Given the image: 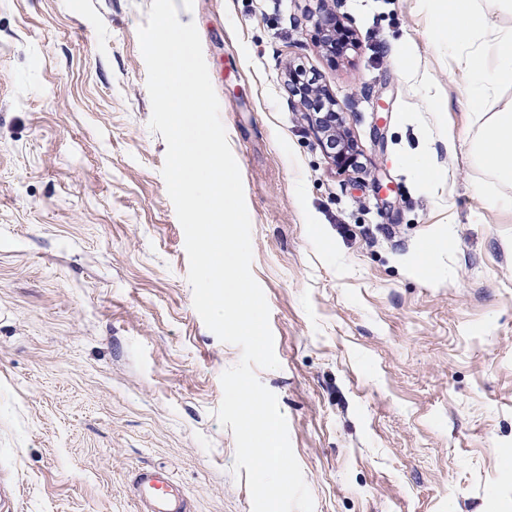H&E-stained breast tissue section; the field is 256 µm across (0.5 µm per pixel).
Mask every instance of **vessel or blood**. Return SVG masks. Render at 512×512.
<instances>
[{
    "label": "vessel or blood",
    "mask_w": 512,
    "mask_h": 512,
    "mask_svg": "<svg viewBox=\"0 0 512 512\" xmlns=\"http://www.w3.org/2000/svg\"><path fill=\"white\" fill-rule=\"evenodd\" d=\"M132 486L138 512H187L188 501L183 487L167 468H139Z\"/></svg>",
    "instance_id": "vessel-or-blood-1"
}]
</instances>
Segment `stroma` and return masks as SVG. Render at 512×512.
<instances>
[{
    "label": "stroma",
    "mask_w": 512,
    "mask_h": 512,
    "mask_svg": "<svg viewBox=\"0 0 512 512\" xmlns=\"http://www.w3.org/2000/svg\"><path fill=\"white\" fill-rule=\"evenodd\" d=\"M151 2L0 0V512H136L145 465L190 512H252L215 416L241 350L193 306L149 128ZM174 3L240 169L279 361L256 376L313 512H512V182L472 152L495 106L437 46V0ZM324 7L357 40L334 59ZM292 65L360 170L322 149ZM302 69L289 71L288 93L299 96V102L311 117L313 126L319 134V142L330 151V157L339 169L357 168V153L354 145L345 133L341 113L333 107L326 89L319 83V78H302ZM325 138V142H324Z\"/></svg>",
    "instance_id": "35a3bbf8"
}]
</instances>
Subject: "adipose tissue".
<instances>
[{"mask_svg": "<svg viewBox=\"0 0 512 512\" xmlns=\"http://www.w3.org/2000/svg\"><path fill=\"white\" fill-rule=\"evenodd\" d=\"M435 34L456 53L468 99L479 103L499 89L512 87V27L479 12L477 0H442ZM482 139L473 147L480 164L512 180V98L496 103Z\"/></svg>", "mask_w": 512, "mask_h": 512, "instance_id": "ef3b65f1", "label": "adipose tissue"}]
</instances>
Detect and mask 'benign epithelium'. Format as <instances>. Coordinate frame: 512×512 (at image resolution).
<instances>
[{
  "mask_svg": "<svg viewBox=\"0 0 512 512\" xmlns=\"http://www.w3.org/2000/svg\"><path fill=\"white\" fill-rule=\"evenodd\" d=\"M323 49L334 55L336 51L351 44L350 30L340 23L333 10H324L313 19ZM288 93L299 97L305 112L311 117L319 134V142L329 149L330 157L340 169L357 167V153L344 130L341 113L334 109L326 89L319 78H304L302 69L289 71Z\"/></svg>",
  "mask_w": 512,
  "mask_h": 512,
  "instance_id": "obj_1",
  "label": "benign epithelium"
}]
</instances>
